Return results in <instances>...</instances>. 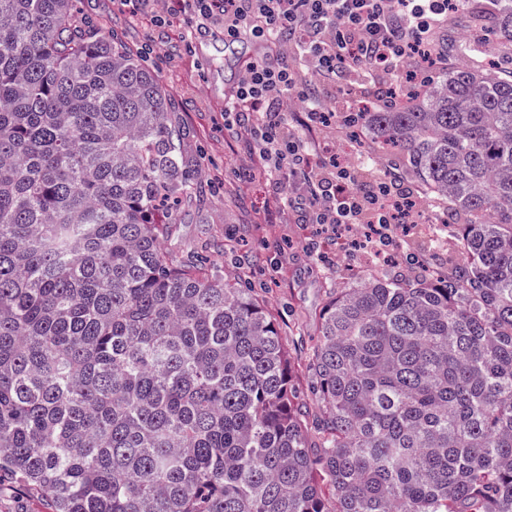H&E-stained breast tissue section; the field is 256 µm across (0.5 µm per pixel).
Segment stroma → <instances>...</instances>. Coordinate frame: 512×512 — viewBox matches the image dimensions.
<instances>
[{"mask_svg": "<svg viewBox=\"0 0 512 512\" xmlns=\"http://www.w3.org/2000/svg\"><path fill=\"white\" fill-rule=\"evenodd\" d=\"M80 15L105 34H118L131 49L149 46L161 82L189 133L192 151L202 157V174L213 192L204 205L182 203L175 211L177 259L206 258L224 277L252 283L275 320L291 361V385L304 399L308 415L309 377L304 360L320 341V314L332 289L348 287L365 275L361 247L343 226L305 224L285 211L268 219L276 195L302 189L297 179L261 175L250 148L224 121V86L232 82L249 41L225 49L206 31L191 32V50L179 47L164 28L150 29L116 0H74ZM497 19L496 0H472L465 11L452 13L443 39L466 34L483 45L484 34Z\"/></svg>", "mask_w": 512, "mask_h": 512, "instance_id": "stroma-1", "label": "stroma"}]
</instances>
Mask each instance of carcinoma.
<instances>
[{
  "mask_svg": "<svg viewBox=\"0 0 512 512\" xmlns=\"http://www.w3.org/2000/svg\"><path fill=\"white\" fill-rule=\"evenodd\" d=\"M471 48L357 100L466 259L336 291L309 420L255 289L165 248L159 212L206 190L152 62L72 0H0V484L47 512H512V71Z\"/></svg>",
  "mask_w": 512,
  "mask_h": 512,
  "instance_id": "1",
  "label": "carcinoma"
}]
</instances>
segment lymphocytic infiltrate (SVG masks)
<instances>
[{"mask_svg": "<svg viewBox=\"0 0 512 512\" xmlns=\"http://www.w3.org/2000/svg\"><path fill=\"white\" fill-rule=\"evenodd\" d=\"M133 4L148 25L215 28L225 46L249 39L228 112L247 114L238 134L252 144L257 167L302 176L304 189L283 205L309 224H366L381 244L392 230L415 221L410 194L382 179L310 149L290 127L285 97L299 94L308 124L331 115L320 90L355 77L381 95L420 56H442L439 37L453 7L449 0H166L156 14L152 0Z\"/></svg>", "mask_w": 512, "mask_h": 512, "instance_id": "f902f5d3", "label": "lymphocytic infiltrate"}]
</instances>
